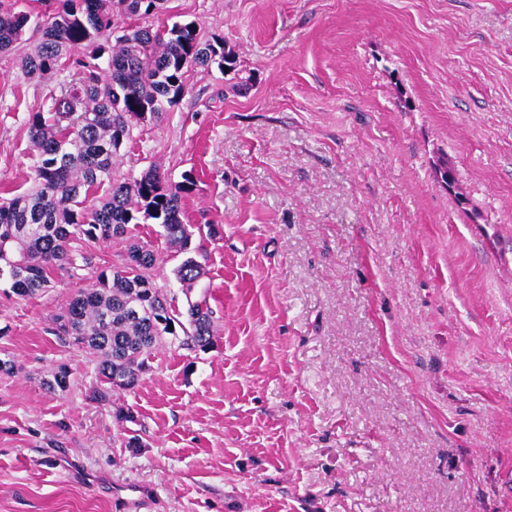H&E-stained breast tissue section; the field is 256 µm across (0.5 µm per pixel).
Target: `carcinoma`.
<instances>
[{
  "instance_id": "cac0c4a2",
  "label": "carcinoma",
  "mask_w": 512,
  "mask_h": 512,
  "mask_svg": "<svg viewBox=\"0 0 512 512\" xmlns=\"http://www.w3.org/2000/svg\"><path fill=\"white\" fill-rule=\"evenodd\" d=\"M13 0H0V54L12 51L31 21ZM167 0H59L40 24V40L21 61L29 78L61 72L70 80L49 93V105L32 109V186L0 198V282L27 297L43 291L59 263L75 264L71 245L107 242L130 224L154 220L167 243L188 252L194 227L184 221L182 200L194 180L169 184L153 166L136 179L115 176V162L136 126L158 120L186 89L187 73L236 66L235 54L219 40L204 41L194 23L154 28L131 25L112 40L117 17L143 20ZM107 57V71L99 60ZM152 250L135 246L129 262L77 290L56 317V335L97 359L106 400L133 389L166 338L185 349L213 345L209 310L200 303L178 312L157 287ZM190 285L201 268L189 257L176 270Z\"/></svg>"
}]
</instances>
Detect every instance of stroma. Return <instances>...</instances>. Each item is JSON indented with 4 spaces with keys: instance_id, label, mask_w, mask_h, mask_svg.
Returning <instances> with one entry per match:
<instances>
[{
    "instance_id": "1",
    "label": "stroma",
    "mask_w": 512,
    "mask_h": 512,
    "mask_svg": "<svg viewBox=\"0 0 512 512\" xmlns=\"http://www.w3.org/2000/svg\"><path fill=\"white\" fill-rule=\"evenodd\" d=\"M152 22L237 56L116 163L193 172L191 252L133 224L47 291L0 286V512H116L129 485L141 512H512V0H169ZM20 57L0 55V194L31 184L50 89ZM134 242L217 341L160 348L101 403L52 318Z\"/></svg>"
}]
</instances>
